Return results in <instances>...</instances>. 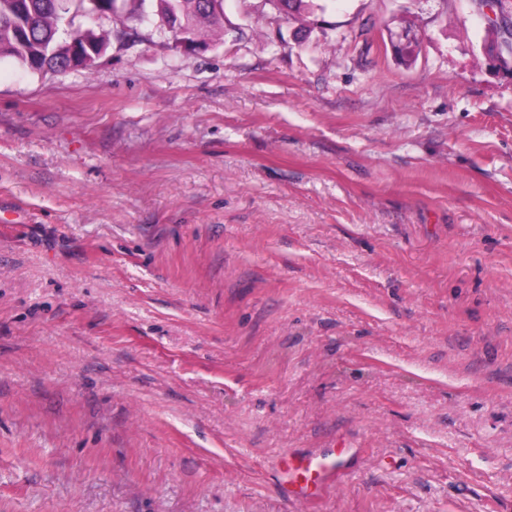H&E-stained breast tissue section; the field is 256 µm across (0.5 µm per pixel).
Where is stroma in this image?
<instances>
[{"label":"stroma","mask_w":512,"mask_h":512,"mask_svg":"<svg viewBox=\"0 0 512 512\" xmlns=\"http://www.w3.org/2000/svg\"><path fill=\"white\" fill-rule=\"evenodd\" d=\"M0 60V512H512V77L474 0H224ZM411 27L412 65L391 54ZM160 34L195 52L217 46L224 34V0H151ZM350 456V448H313L284 456L280 463L283 496L320 504L326 489L347 477Z\"/></svg>","instance_id":"obj_1"}]
</instances>
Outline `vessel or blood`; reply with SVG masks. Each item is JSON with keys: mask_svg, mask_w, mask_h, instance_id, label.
<instances>
[{"mask_svg": "<svg viewBox=\"0 0 512 512\" xmlns=\"http://www.w3.org/2000/svg\"><path fill=\"white\" fill-rule=\"evenodd\" d=\"M351 456L347 448H314L284 456L280 463V486L291 501L320 504L326 489L347 477Z\"/></svg>", "mask_w": 512, "mask_h": 512, "instance_id": "b4317fda", "label": "vessel or blood"}]
</instances>
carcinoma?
I'll return each instance as SVG.
<instances>
[{"label": "carcinoma", "mask_w": 512, "mask_h": 512, "mask_svg": "<svg viewBox=\"0 0 512 512\" xmlns=\"http://www.w3.org/2000/svg\"><path fill=\"white\" fill-rule=\"evenodd\" d=\"M288 15L309 8V0H271ZM161 34L182 39L191 50L217 46L224 34V0H152ZM80 16L84 27L63 28ZM110 34L100 28L87 0H0V59L40 73L89 71L106 52Z\"/></svg>", "instance_id": "cac0c4a2"}]
</instances>
